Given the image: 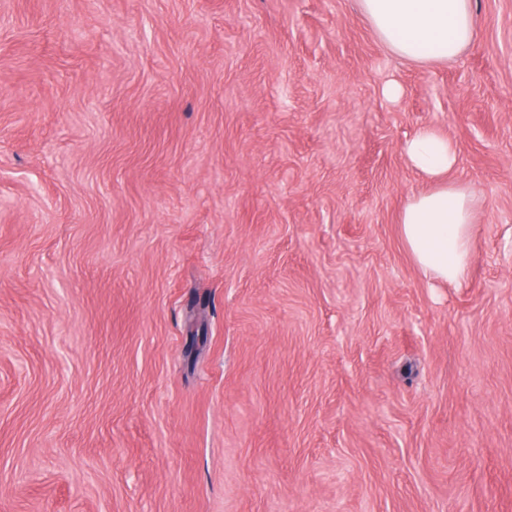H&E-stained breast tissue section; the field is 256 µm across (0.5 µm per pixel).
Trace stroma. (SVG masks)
I'll return each mask as SVG.
<instances>
[{
  "instance_id": "35a3bbf8",
  "label": "stroma",
  "mask_w": 512,
  "mask_h": 512,
  "mask_svg": "<svg viewBox=\"0 0 512 512\" xmlns=\"http://www.w3.org/2000/svg\"><path fill=\"white\" fill-rule=\"evenodd\" d=\"M0 0V512H512V0ZM399 88L397 96L384 92ZM431 125L469 277L399 235ZM381 42L410 62L455 60L475 36L472 0H360Z\"/></svg>"
}]
</instances>
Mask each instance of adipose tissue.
Wrapping results in <instances>:
<instances>
[{"instance_id":"adipose-tissue-1","label":"adipose tissue","mask_w":512,"mask_h":512,"mask_svg":"<svg viewBox=\"0 0 512 512\" xmlns=\"http://www.w3.org/2000/svg\"><path fill=\"white\" fill-rule=\"evenodd\" d=\"M381 42L410 62L455 60L475 36L472 0H360ZM426 181L399 216V233L422 274L445 284L464 281L473 263V226L482 200L457 181L454 141L426 125L403 145Z\"/></svg>"}]
</instances>
